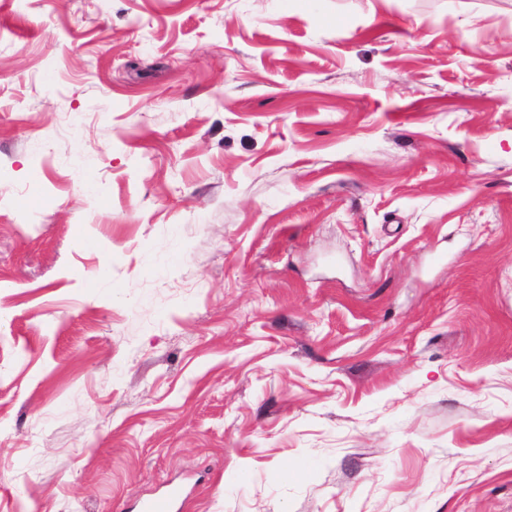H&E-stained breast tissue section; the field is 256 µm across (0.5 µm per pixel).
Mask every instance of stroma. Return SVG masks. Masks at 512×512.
Returning a JSON list of instances; mask_svg holds the SVG:
<instances>
[{
	"label": "stroma",
	"instance_id": "obj_1",
	"mask_svg": "<svg viewBox=\"0 0 512 512\" xmlns=\"http://www.w3.org/2000/svg\"><path fill=\"white\" fill-rule=\"evenodd\" d=\"M512 512V0H0V512Z\"/></svg>",
	"mask_w": 512,
	"mask_h": 512
}]
</instances>
